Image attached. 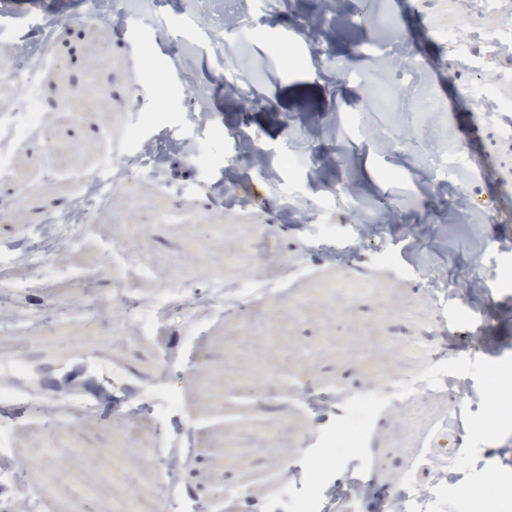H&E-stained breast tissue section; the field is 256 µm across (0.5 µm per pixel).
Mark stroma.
Listing matches in <instances>:
<instances>
[{
  "mask_svg": "<svg viewBox=\"0 0 512 512\" xmlns=\"http://www.w3.org/2000/svg\"><path fill=\"white\" fill-rule=\"evenodd\" d=\"M16 2L0 0V49L45 30L51 45L29 77L46 129L14 160L10 186L22 198L0 220L9 259L0 288L22 311L78 305L90 291L110 304L103 320L0 335V387L15 393L0 406L11 436L0 455L46 512H184L155 455L188 433L204 453L186 468L187 494L217 489L231 512H261L279 485L302 488L304 452L344 414L313 410L311 399L338 387L381 393L390 379L459 356L512 355V251L501 247L512 239V111L488 113L466 94L486 86L512 101V49L485 42L490 31L512 40V0L489 14L469 0H256L260 19L244 0H108L112 21L97 29L78 21L77 0H37L36 22ZM229 16L252 36L230 63L211 35ZM450 31L469 53L449 54ZM364 42L374 60L360 56ZM284 43L286 62L274 55ZM74 92L91 106L67 107ZM177 140L202 143L203 161L171 155L159 178L117 189L81 246L51 269L15 262L31 228L71 206L111 158ZM452 143L465 145L470 166H429ZM310 150L313 170L281 166V155ZM229 182L230 200L218 195ZM339 186L345 193L333 198ZM323 221L335 224L344 258L316 250ZM127 254L151 270L134 285L144 301L216 277H274L303 256L308 271L263 308L192 322L174 315L133 335L111 303ZM429 266L452 296L429 293ZM87 271L94 281H82ZM344 280L368 288L340 289ZM167 355L180 368L181 404L164 416L148 389L169 375ZM20 357L28 374L12 370ZM270 376L281 386L273 397ZM465 383L463 399L443 388L390 401L368 443L376 482L368 496L341 498L338 512H387L385 491L421 477L423 455H456L465 424L448 433L436 423L479 411L474 378ZM45 395L98 412L75 425L34 416Z\"/></svg>",
  "mask_w": 512,
  "mask_h": 512,
  "instance_id": "stroma-1",
  "label": "stroma"
}]
</instances>
